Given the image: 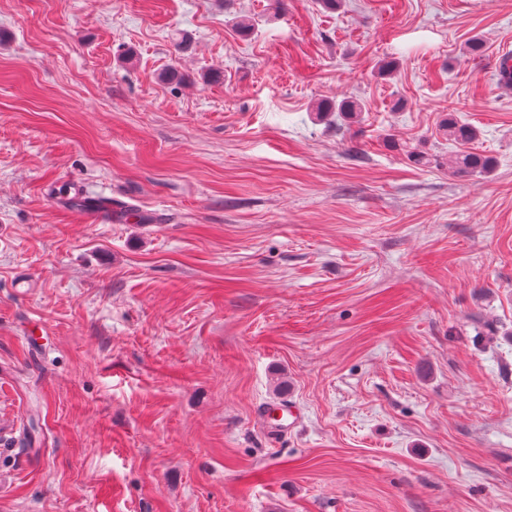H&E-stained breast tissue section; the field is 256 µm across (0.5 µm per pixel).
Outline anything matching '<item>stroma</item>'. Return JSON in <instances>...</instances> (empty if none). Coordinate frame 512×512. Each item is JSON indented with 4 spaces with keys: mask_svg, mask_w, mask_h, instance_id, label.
I'll list each match as a JSON object with an SVG mask.
<instances>
[{
    "mask_svg": "<svg viewBox=\"0 0 512 512\" xmlns=\"http://www.w3.org/2000/svg\"><path fill=\"white\" fill-rule=\"evenodd\" d=\"M507 51L512 0H0V512H512ZM441 134L450 141H454L459 150L451 160L452 167L460 173L488 172L491 167L490 160L478 153L468 150V145L476 138V130L460 122L453 112L448 113L440 125Z\"/></svg>",
    "mask_w": 512,
    "mask_h": 512,
    "instance_id": "stroma-1",
    "label": "stroma"
}]
</instances>
